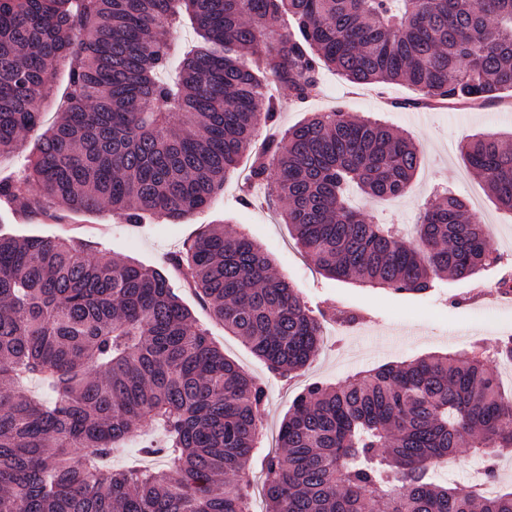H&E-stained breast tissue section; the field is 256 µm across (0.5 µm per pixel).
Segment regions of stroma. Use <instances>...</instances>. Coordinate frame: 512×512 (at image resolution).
I'll return each instance as SVG.
<instances>
[{"label":"stroma","mask_w":512,"mask_h":512,"mask_svg":"<svg viewBox=\"0 0 512 512\" xmlns=\"http://www.w3.org/2000/svg\"><path fill=\"white\" fill-rule=\"evenodd\" d=\"M279 94L280 129H287L314 112L342 110L385 121L396 132L412 139L421 150L422 164L409 193L392 200L360 197L358 203L363 212L409 230L433 191L447 187L467 202L476 221L485 224L490 246L500 256V263L471 278H445L437 288L424 294H394L355 281L331 279L300 255L276 207L240 206L241 175L237 172L226 178L223 191L208 209L187 215L177 224L160 220L126 224L108 209L53 224L36 216L19 220L10 210L0 209L1 232L42 237L66 233L150 266L163 265L166 257L182 250L188 241L210 227L243 231L259 244L276 272L291 281L311 306L356 312L359 319L350 327L326 321L319 357L285 381L275 378L240 339L226 334L223 325L191 292L180 289L185 304L208 329L215 344L245 372L264 383L266 403L262 420L270 445L274 444L293 399L310 383L335 384L387 362L429 353L468 352L477 347L491 350L501 339L512 336V306L494 303L489 298L503 279H512V213L495 204L485 183L467 169L459 152L462 140L475 133L512 131V99L507 97L474 109L422 108L415 106L417 92L408 85H356L333 71L325 72L321 93L304 105H297L287 89H280Z\"/></svg>","instance_id":"stroma-1"}]
</instances>
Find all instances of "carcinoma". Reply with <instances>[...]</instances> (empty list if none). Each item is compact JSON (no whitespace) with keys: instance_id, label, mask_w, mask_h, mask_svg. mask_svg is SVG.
<instances>
[{"instance_id":"1","label":"carcinoma","mask_w":512,"mask_h":512,"mask_svg":"<svg viewBox=\"0 0 512 512\" xmlns=\"http://www.w3.org/2000/svg\"><path fill=\"white\" fill-rule=\"evenodd\" d=\"M197 40L173 80L170 36ZM249 53L261 64L251 67ZM67 69L57 120L37 97ZM332 69L354 84L404 82L420 104H480L512 92V0H0V156L37 134L0 205L148 214L172 223L205 208L242 158L240 204L268 188L318 270L396 294L497 262L485 225L445 189L415 236L368 217L350 190L405 195L421 151L390 127L336 110L275 132L284 86L296 102ZM497 133L461 144L469 170L512 212V148ZM244 232L211 227L160 269L74 236L0 234V512H252L253 462L266 512H512L493 494L512 454V392L482 352L429 354L312 383L265 449L262 383L224 355L175 292L168 269L268 369L291 378L323 345L313 310ZM41 380L48 396L24 382ZM143 423L163 431L162 470L112 468L113 445ZM465 451L483 461L464 489L432 470Z\"/></svg>"}]
</instances>
